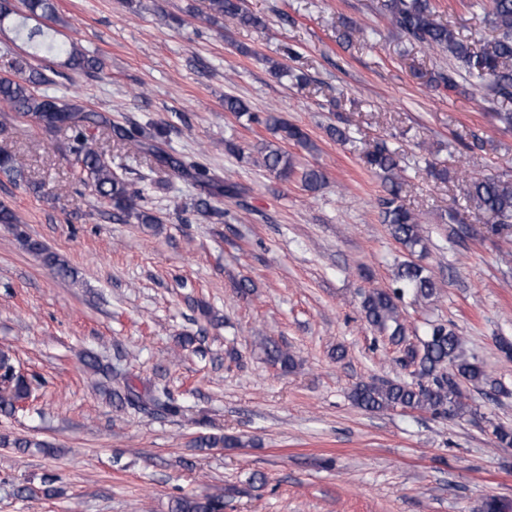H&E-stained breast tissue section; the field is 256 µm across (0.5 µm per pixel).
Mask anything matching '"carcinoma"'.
Segmentation results:
<instances>
[{"label": "carcinoma", "mask_w": 512, "mask_h": 512, "mask_svg": "<svg viewBox=\"0 0 512 512\" xmlns=\"http://www.w3.org/2000/svg\"><path fill=\"white\" fill-rule=\"evenodd\" d=\"M28 16L35 19L58 21L53 0H21ZM382 13L390 24L411 41L431 50H439L462 63L465 79L472 92L490 89L494 96L512 99V0H491L492 27L498 35L478 46L461 40L452 26L439 21L431 0H381ZM212 15L235 18L244 26L261 28L263 20L246 11L242 0H209ZM18 35L46 59L64 58L63 66L71 70L100 69L97 58L82 51L75 43L50 38L43 27L21 26ZM54 84L42 71H30L13 78H0V117L8 119L16 113L48 131L67 130L68 138L59 146L61 152L73 157L79 182L91 188L94 194L107 201L113 215L119 219L135 220L152 226L160 223L158 217L144 211L140 205L141 190L112 171L103 158L89 128L110 127L115 136L152 156L173 173L183 175L188 170L177 158L164 155L158 146L143 142L145 130L140 127L112 126L107 118L88 111L76 96L49 92ZM274 140L262 143L263 166L280 176L293 172L291 157L282 150L281 143L292 141L304 148L311 143L299 128L270 113L262 120ZM366 165L380 178L384 195L379 199L382 223L391 237L409 254L427 248L418 216L407 208L401 198L402 168L396 154L382 142L369 151ZM465 197L476 211L487 217L488 223L500 230H512V178L493 175H474L464 185ZM467 220L458 213L448 214V237L462 239L468 235ZM26 249L37 256L54 274L72 275V270L60 256L47 249L40 241L23 237ZM397 286L392 289H373L362 296L361 310L367 324L389 337L399 347L396 363L411 370L414 380L372 379L357 383L351 390L355 405L368 411L417 410L448 419L462 418L471 412L466 389H489L493 396L508 395V390L493 379L468 355L460 336L444 323L430 324L426 339L415 345L407 342L404 318L399 302L410 292L417 299L428 300L436 294L437 283L424 267L412 261L400 264L396 272ZM266 361L288 372L296 362L288 349L270 337L261 341ZM88 365L116 385L112 395L119 402L150 413H176L179 406L164 387L155 386L145 394L137 393L127 372L118 364L102 365L93 356ZM33 382L21 373L12 355L0 352V410L12 414L22 411L32 400ZM492 435L499 447H512V426L492 425ZM240 440L234 436L211 434L197 440L199 448H237ZM171 512H224V497L215 495H185L174 499ZM482 512H512V503L495 496L482 502Z\"/></svg>", "instance_id": "carcinoma-1"}]
</instances>
